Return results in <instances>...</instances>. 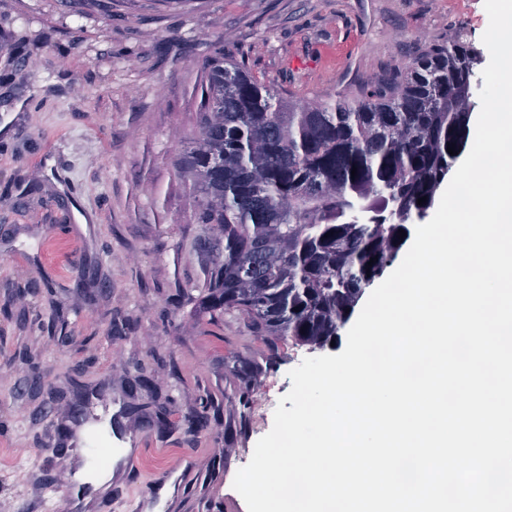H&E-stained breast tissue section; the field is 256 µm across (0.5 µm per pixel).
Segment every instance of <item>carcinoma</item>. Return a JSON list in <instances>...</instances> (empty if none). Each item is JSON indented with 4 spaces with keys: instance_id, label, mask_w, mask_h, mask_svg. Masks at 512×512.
<instances>
[{
    "instance_id": "1",
    "label": "carcinoma",
    "mask_w": 512,
    "mask_h": 512,
    "mask_svg": "<svg viewBox=\"0 0 512 512\" xmlns=\"http://www.w3.org/2000/svg\"><path fill=\"white\" fill-rule=\"evenodd\" d=\"M479 60L453 40L386 81L319 101L283 96L220 52L206 57L196 128L174 163L193 223L218 242L194 298L206 324L236 313L258 337L313 348L336 339L397 259L398 230L427 216L464 152ZM357 210L372 220L355 221Z\"/></svg>"
}]
</instances>
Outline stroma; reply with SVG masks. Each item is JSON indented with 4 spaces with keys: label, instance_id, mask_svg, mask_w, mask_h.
Instances as JSON below:
<instances>
[{
    "label": "stroma",
    "instance_id": "obj_1",
    "mask_svg": "<svg viewBox=\"0 0 512 512\" xmlns=\"http://www.w3.org/2000/svg\"><path fill=\"white\" fill-rule=\"evenodd\" d=\"M484 0H0V512H72L61 445L78 415L145 462L94 512H248L233 480L312 349L193 316L214 237L173 160L222 49L281 94L336 98L462 38L489 63ZM258 367L243 396L242 363ZM206 416L187 426L190 414ZM173 478L160 500L155 471Z\"/></svg>",
    "mask_w": 512,
    "mask_h": 512
}]
</instances>
